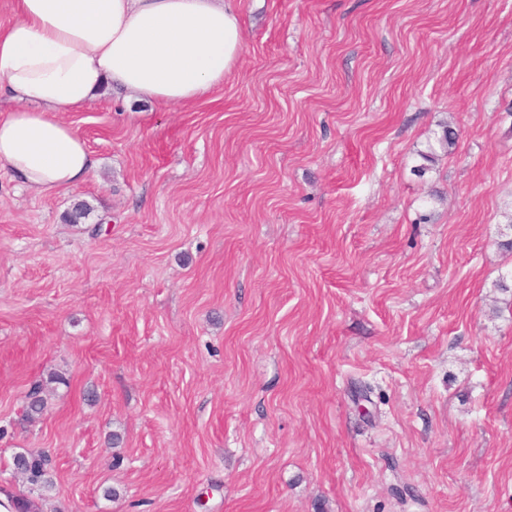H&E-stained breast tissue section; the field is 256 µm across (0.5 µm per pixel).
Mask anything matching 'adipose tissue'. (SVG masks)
Here are the masks:
<instances>
[{
    "label": "adipose tissue",
    "mask_w": 512,
    "mask_h": 512,
    "mask_svg": "<svg viewBox=\"0 0 512 512\" xmlns=\"http://www.w3.org/2000/svg\"><path fill=\"white\" fill-rule=\"evenodd\" d=\"M231 0H18L0 28V167L42 193L84 183L96 162L63 112L104 85L168 106L201 99L236 65Z\"/></svg>",
    "instance_id": "1"
}]
</instances>
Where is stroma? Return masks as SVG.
<instances>
[{"mask_svg":"<svg viewBox=\"0 0 512 512\" xmlns=\"http://www.w3.org/2000/svg\"><path fill=\"white\" fill-rule=\"evenodd\" d=\"M233 4L207 98L61 113L82 184L0 169V489L45 451L43 512H512V0ZM48 383L37 381L32 384L25 396V405L23 409L24 417L27 420H34L39 415L43 414L47 407V400L44 396ZM13 466L28 473L26 482L29 485L30 495L36 493L38 498L43 499L45 493L53 489L51 477L53 460L47 453H17L13 457Z\"/></svg>","mask_w":512,"mask_h":512,"instance_id":"stroma-1","label":"stroma"}]
</instances>
